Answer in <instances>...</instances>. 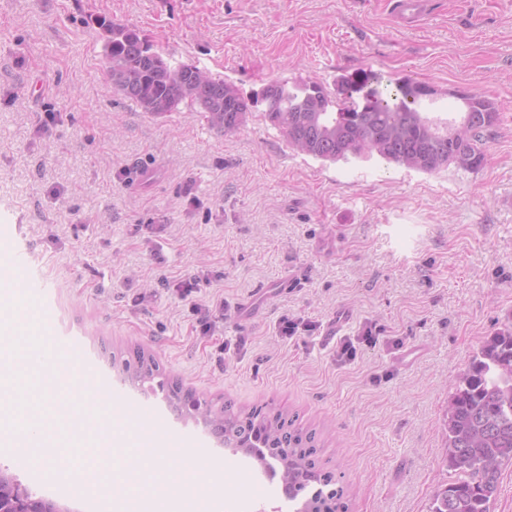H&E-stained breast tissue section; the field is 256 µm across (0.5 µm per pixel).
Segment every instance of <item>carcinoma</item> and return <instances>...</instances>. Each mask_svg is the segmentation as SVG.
I'll use <instances>...</instances> for the list:
<instances>
[{
	"mask_svg": "<svg viewBox=\"0 0 512 512\" xmlns=\"http://www.w3.org/2000/svg\"><path fill=\"white\" fill-rule=\"evenodd\" d=\"M95 22L107 34L106 71L112 87L142 111L162 115L187 101L198 105L212 126L231 133L251 107L261 105L264 116L282 130L293 149L316 159L336 162L375 154L432 173L457 163L466 140L464 169L476 170L485 163L484 141L498 122L492 101L462 92V136L453 138L455 127H441L415 107L428 94L427 86L404 78L390 89H371L362 100L356 97L361 84L378 81L367 73L342 77L334 93L308 79L291 85L270 83L246 99L221 78L208 75L198 80L199 68L193 64L168 65L136 31L105 18ZM215 416L223 423L224 443L263 463L269 459L267 449L283 438L278 423L288 420V414L279 411L259 423L255 413L243 417L229 402ZM444 430L447 467L456 478L436 493L430 512H490L500 468L512 463V328L497 332L473 355L448 401ZM314 439L313 433L297 437L301 448L288 457L282 481L297 470L316 466L313 452L302 447Z\"/></svg>",
	"mask_w": 512,
	"mask_h": 512,
	"instance_id": "1",
	"label": "carcinoma"
}]
</instances>
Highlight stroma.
<instances>
[{"label":"stroma","instance_id":"1","mask_svg":"<svg viewBox=\"0 0 512 512\" xmlns=\"http://www.w3.org/2000/svg\"><path fill=\"white\" fill-rule=\"evenodd\" d=\"M431 2L405 29L390 0H0V211L18 217L27 249L11 280L45 284L52 337L87 375L77 426L101 444L106 467L92 476L116 512L114 446L152 422L204 449L194 481L234 488L224 512L285 503L281 481L166 400L163 382L215 408L295 416L348 512H429L447 484L449 394L512 324V0ZM100 18L246 97L301 78L332 91L362 72L431 86L426 112L457 116L460 92L484 96L499 111L486 161L433 173L322 161L291 149L258 106L228 134L184 106L142 112L107 77ZM200 271L181 299L175 284ZM288 273L297 286L242 320L239 302ZM220 299L215 334L199 335L194 305ZM285 317L302 322L297 335L281 334ZM338 317L344 336L375 323L377 344L338 362L325 336ZM137 348L159 366L146 382L124 369ZM107 401L140 425L110 426ZM0 469L67 512L97 510L8 450Z\"/></svg>","mask_w":512,"mask_h":512}]
</instances>
